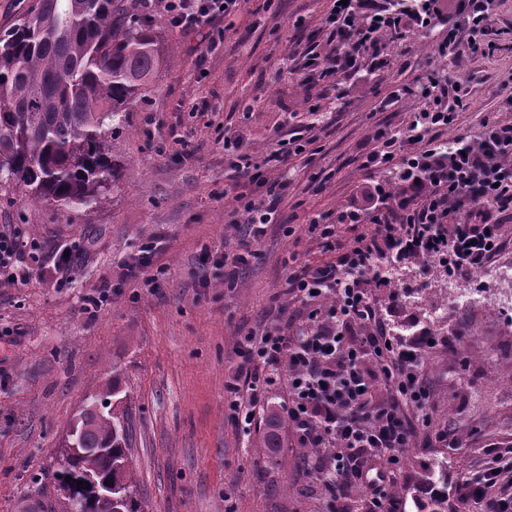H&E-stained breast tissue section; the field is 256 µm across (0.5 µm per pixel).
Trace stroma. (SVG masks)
<instances>
[{"label": "stroma", "mask_w": 512, "mask_h": 512, "mask_svg": "<svg viewBox=\"0 0 512 512\" xmlns=\"http://www.w3.org/2000/svg\"><path fill=\"white\" fill-rule=\"evenodd\" d=\"M134 13L154 19L157 76L109 139L125 164L111 197L63 212L12 185L0 186V231L39 245L40 270L24 284L0 280V512H60L56 456L84 399L118 381L117 411L128 416L138 499L150 512H326L312 474L316 453L300 448L287 422L280 445H266L270 413H282L273 390L251 427L232 420L224 383L241 363V336L287 329L301 305L288 278L334 260L308 224L354 203L371 206L377 179L362 161L381 129L402 131L406 112L379 102L427 70L447 66L438 31L389 43V65L361 68L341 89L303 79L296 65L327 46V0H245L229 21L193 34L171 28L161 7ZM414 60L405 68L406 60ZM480 78L463 129L482 120L512 122L504 88L512 78V39L472 65ZM316 105L307 112L304 100ZM314 141L289 162V188L260 239L233 224V197L266 194L231 168L225 136L261 161L281 133ZM292 234H285V227ZM156 250L153 287L131 278L142 245ZM80 245L71 281L58 286L52 257ZM372 297L391 332L413 340L430 311L445 313L450 341L427 352L434 397L415 444L398 452L387 484L406 512H426L423 470L448 460V512H467L457 481L478 470L488 446L512 444V325L488 306L461 308L448 296L436 261L383 263ZM111 288L96 316L88 297ZM454 434L455 444L439 441Z\"/></svg>", "instance_id": "stroma-1"}]
</instances>
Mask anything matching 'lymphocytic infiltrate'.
<instances>
[{"instance_id":"f902f5d3","label":"lymphocytic infiltrate","mask_w":512,"mask_h":512,"mask_svg":"<svg viewBox=\"0 0 512 512\" xmlns=\"http://www.w3.org/2000/svg\"><path fill=\"white\" fill-rule=\"evenodd\" d=\"M172 28L190 34L237 12L243 0H159ZM455 12L441 19L437 0H346L324 17L329 49L309 51L304 68L332 84L360 65L386 66L381 39L407 41L442 22L438 44L443 56L477 58L492 53L498 35L491 25L492 0H454ZM472 74L434 71L420 84H406L381 109L410 100L415 108L403 134L378 132L364 167L379 171L373 197L381 211L348 205L333 218L314 219L338 259L307 266L291 275L288 288L302 301L328 298L326 311L311 312L296 336L273 330L245 336L239 352L245 361L225 386L232 418L249 419L277 385L288 393V428L301 447L320 448L316 469L330 512H346L348 486L365 487L362 512H404L401 497L385 488L387 467L398 465L400 449L414 444L418 422L426 418L432 386L423 371L428 336L401 341L386 329L368 286L377 264L392 259L413 264L442 259L450 275L462 277L491 263L508 243L498 233L501 216L512 211V123L483 121L478 132L456 133L443 143L469 105ZM279 182L267 198L234 197L252 237L273 223L287 190ZM341 224H368L369 234L344 241ZM369 326L354 336L355 325ZM287 375H280V366ZM383 385L387 397L375 399ZM469 512H512V448H491L484 465L456 485Z\"/></svg>"}]
</instances>
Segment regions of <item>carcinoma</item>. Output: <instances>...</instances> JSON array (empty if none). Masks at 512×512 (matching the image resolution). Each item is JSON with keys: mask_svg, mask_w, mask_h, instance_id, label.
<instances>
[{"mask_svg": "<svg viewBox=\"0 0 512 512\" xmlns=\"http://www.w3.org/2000/svg\"><path fill=\"white\" fill-rule=\"evenodd\" d=\"M158 72L152 24L121 0H35L0 32V183H15L61 209L97 206L119 182L123 166L106 150L128 106ZM84 447L105 454H60L62 512L75 497L85 512L109 502L77 484L91 473L112 478L119 507L149 512L136 498L128 466V428L109 411L83 430ZM71 480H66V477Z\"/></svg>", "mask_w": 512, "mask_h": 512, "instance_id": "1", "label": "carcinoma"}]
</instances>
